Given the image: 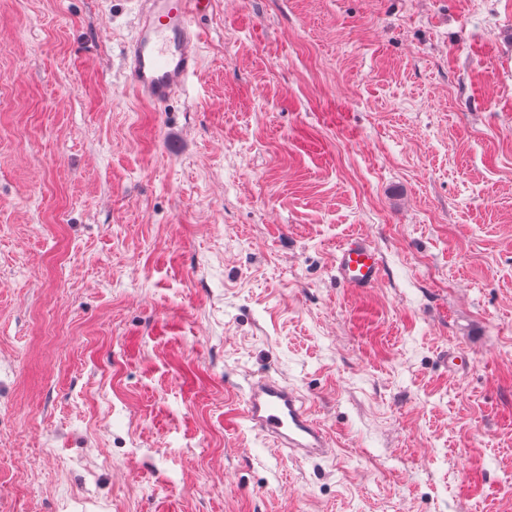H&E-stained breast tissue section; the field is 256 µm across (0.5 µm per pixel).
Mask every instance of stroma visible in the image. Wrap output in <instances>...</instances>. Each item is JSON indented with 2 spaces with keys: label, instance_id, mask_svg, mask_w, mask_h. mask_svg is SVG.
<instances>
[{
  "label": "stroma",
  "instance_id": "1",
  "mask_svg": "<svg viewBox=\"0 0 512 512\" xmlns=\"http://www.w3.org/2000/svg\"><path fill=\"white\" fill-rule=\"evenodd\" d=\"M135 14L0 0V512H512V0H210L160 107ZM380 274L379 255L365 238L351 236L338 247L336 277L348 288H372ZM244 409L229 418L245 421L253 430L291 454H329L328 434L311 417L302 397L279 380L261 376L249 382Z\"/></svg>",
  "mask_w": 512,
  "mask_h": 512
}]
</instances>
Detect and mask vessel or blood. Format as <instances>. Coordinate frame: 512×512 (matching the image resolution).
<instances>
[{"label":"vessel or blood","mask_w":512,"mask_h":512,"mask_svg":"<svg viewBox=\"0 0 512 512\" xmlns=\"http://www.w3.org/2000/svg\"><path fill=\"white\" fill-rule=\"evenodd\" d=\"M207 5L208 0H137L135 32L123 48L122 69L138 97L160 106L184 89L198 68L196 17ZM380 274L379 255L365 238L353 236L338 247L336 276L347 287H373ZM239 418L292 454L333 449L299 393L269 376L250 381Z\"/></svg>","instance_id":"obj_1"}]
</instances>
